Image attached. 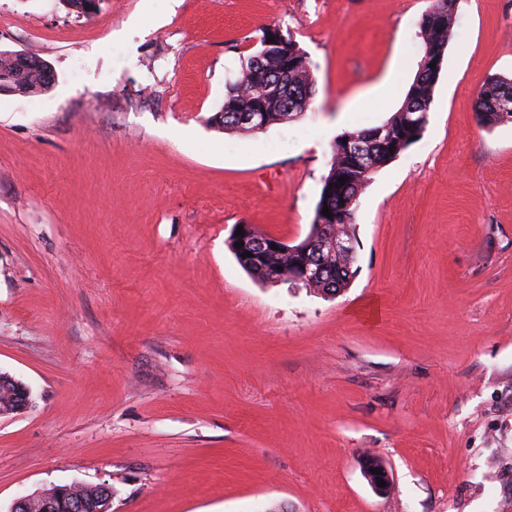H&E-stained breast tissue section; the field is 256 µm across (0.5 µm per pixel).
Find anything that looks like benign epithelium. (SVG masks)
Returning a JSON list of instances; mask_svg holds the SVG:
<instances>
[{"instance_id": "7a95c632", "label": "benign epithelium", "mask_w": 512, "mask_h": 512, "mask_svg": "<svg viewBox=\"0 0 512 512\" xmlns=\"http://www.w3.org/2000/svg\"><path fill=\"white\" fill-rule=\"evenodd\" d=\"M347 218L343 214L336 215V223L319 224L315 228V239L302 248H290V242L261 231L252 224L243 225L244 235L242 239L249 243L247 251L251 256L241 259V262L249 267L257 259L266 258L269 254L281 256H292L287 269L281 271L272 268L269 280L274 282L283 276L305 283L311 279L323 278L326 265L325 248L331 246L338 252L352 253L355 251L354 238L346 225ZM277 245L279 250H274L271 245ZM13 383L7 398L0 402V415L16 414L27 409L31 403L30 390L22 382L13 377L10 373L0 370V393L3 392L4 384ZM379 473H373V470ZM363 473L372 487L379 495H384L388 487L378 486V480L390 483L389 473L381 461L374 456L363 458ZM76 488V484L69 486H53L31 494L20 496L14 500L10 512H31L38 509V512H61L63 507H68L71 512H112V489L103 483L101 488L104 497L97 502L87 503L83 501H69L67 497Z\"/></svg>"}]
</instances>
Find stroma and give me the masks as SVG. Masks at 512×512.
Listing matches in <instances>:
<instances>
[{"instance_id": "stroma-1", "label": "stroma", "mask_w": 512, "mask_h": 512, "mask_svg": "<svg viewBox=\"0 0 512 512\" xmlns=\"http://www.w3.org/2000/svg\"><path fill=\"white\" fill-rule=\"evenodd\" d=\"M430 0H0V50L54 71L0 95V512L106 483L112 512H512V0H456L429 121L356 208L329 299L228 239L309 232L331 145L382 125ZM313 63L298 119L209 126L259 30ZM376 455L391 489L362 472ZM505 102L511 108L509 114L512 117V78L497 75L488 78L477 94L475 112L478 124L486 127L505 124L501 115ZM9 382L14 386L10 387V391L6 394L7 398L0 405V415L20 413L31 403L29 388L10 373L0 370V393L3 392L5 383L10 386ZM363 473L372 487V489L379 495H384L387 493L390 485V478L389 473L385 466L381 463V461L374 456H367L363 458ZM370 468H374L378 470H381V474H373L372 471H370ZM378 479H383L386 483L385 487H378Z\"/></svg>"}]
</instances>
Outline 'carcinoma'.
I'll list each match as a JSON object with an SVG mask.
<instances>
[{
	"label": "carcinoma",
	"instance_id": "carcinoma-1",
	"mask_svg": "<svg viewBox=\"0 0 512 512\" xmlns=\"http://www.w3.org/2000/svg\"><path fill=\"white\" fill-rule=\"evenodd\" d=\"M454 10L455 0H430L419 25L422 53L435 48L446 51L453 33L451 15ZM277 32L276 28H264L260 48L241 60L237 77L226 86L224 103L207 119L211 125L225 131L250 133L255 128L240 122L238 114L260 109L267 125L271 126L308 110L315 94L312 62L293 38L289 37L285 42L275 40ZM26 57L30 64L22 70L16 53L0 51L1 94L36 96L52 88L54 78L47 75L50 70L48 61L34 53H28ZM437 74L438 71L429 64L420 62L405 100L384 123L387 128L385 137L367 146L359 168H352L348 156L339 150V142L348 137H365L369 130L346 132L334 140L330 169L323 178L313 223H325L326 216L322 211L326 207L332 213L346 208L350 214H355L358 196L372 175L400 154L398 147L402 143L420 135L421 130L406 125L405 115L414 113L422 125H427ZM505 104L512 108V78L497 75L488 78L477 94L478 124L486 127L503 124L501 112ZM342 177L346 178L343 184L340 183ZM353 264L354 257L345 253L330 257L331 270L343 290L350 286L347 268Z\"/></svg>",
	"mask_w": 512,
	"mask_h": 512
}]
</instances>
